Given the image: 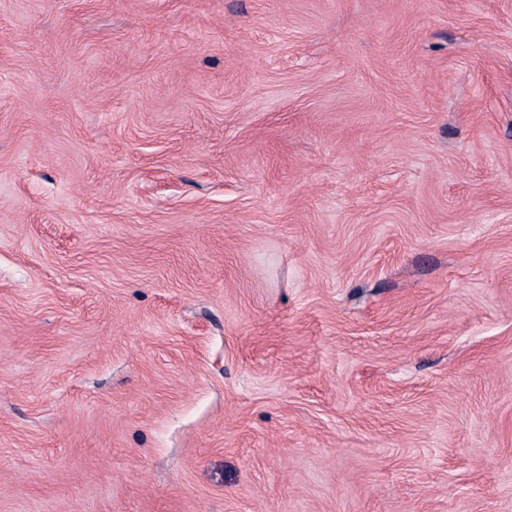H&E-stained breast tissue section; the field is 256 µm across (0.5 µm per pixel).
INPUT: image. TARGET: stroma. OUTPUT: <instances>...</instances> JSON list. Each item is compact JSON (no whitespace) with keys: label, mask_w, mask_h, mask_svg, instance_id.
Here are the masks:
<instances>
[{"label":"stroma","mask_w":512,"mask_h":512,"mask_svg":"<svg viewBox=\"0 0 512 512\" xmlns=\"http://www.w3.org/2000/svg\"><path fill=\"white\" fill-rule=\"evenodd\" d=\"M0 512H512V0H0Z\"/></svg>","instance_id":"obj_1"}]
</instances>
